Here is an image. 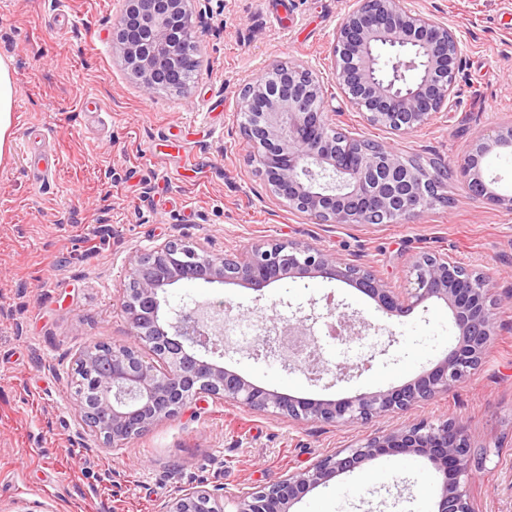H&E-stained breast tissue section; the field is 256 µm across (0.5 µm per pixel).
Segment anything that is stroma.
Listing matches in <instances>:
<instances>
[{"label": "stroma", "mask_w": 512, "mask_h": 512, "mask_svg": "<svg viewBox=\"0 0 512 512\" xmlns=\"http://www.w3.org/2000/svg\"><path fill=\"white\" fill-rule=\"evenodd\" d=\"M76 28L52 26V0H0V56L15 82L11 136L0 150V512H159L182 489L205 487L232 512L236 496L285 472L397 427L449 417L467 422L483 468L470 490L479 512H512V306L482 363L459 386L402 413L368 422L295 421L211 397L190 400L123 447H85L72 410V360L88 344L130 343L121 306L130 259L166 241L202 254H240L299 242L368 266L408 288L427 252L512 285V210L473 196L460 176L444 201L401 224H317L271 192L259 148L241 132V90L273 63L320 78L329 111L347 134L393 144L425 170L453 166L477 131L512 124V0H408L461 36L447 109L416 132L368 123L333 75L332 33L351 0H194L203 66L190 94L144 95L112 42L124 0H64ZM96 94L101 118L81 109ZM51 132L60 162L45 189L31 188L20 141ZM170 305L230 302L259 318L295 309L325 313L328 299L371 324L364 343L335 344L342 380L284 369L272 359L226 353L224 367L298 397L339 399L400 386L456 342L448 307L430 300L405 317L339 281L277 282L264 296L237 283L168 286ZM382 353L362 367L371 347ZM381 456L310 491L292 512H437L429 462L395 469Z\"/></svg>", "instance_id": "1"}]
</instances>
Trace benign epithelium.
Returning <instances> with one entry per match:
<instances>
[{
  "instance_id": "benign-epithelium-1",
  "label": "benign epithelium",
  "mask_w": 512,
  "mask_h": 512,
  "mask_svg": "<svg viewBox=\"0 0 512 512\" xmlns=\"http://www.w3.org/2000/svg\"><path fill=\"white\" fill-rule=\"evenodd\" d=\"M192 0H125L113 28V44L141 91L187 92L181 59L198 56ZM333 74L352 108L370 123L391 121L400 134L417 131L447 105L461 56L460 38L430 14L406 6V0H353L333 33ZM246 135L261 146L259 163L275 196L317 224H366L376 214L403 221L424 208L421 187L439 179L404 159L389 143L373 145L349 136L336 142L333 113L327 111L323 85L302 65L275 63L246 86L239 100ZM512 149V125L493 134L479 133L457 161L469 191L512 210V195L499 194L484 177L481 160L498 149ZM413 287L401 293L367 267L322 249L299 243L258 246L236 256H199L173 241L131 262L122 309L133 336L150 345L154 358L137 347L102 349L92 343L75 358L79 381L74 413L87 434L108 447H121L158 422L177 416L196 396L270 409L296 420L344 423L368 421L410 410L436 393L461 384L477 368L496 333V310L512 301L488 276L465 278L448 259L420 255L413 264ZM322 277L354 286L379 308L398 317L426 300L444 302L458 330L457 342L431 369L401 386L358 393L336 400L297 399L244 379L214 360L217 326L204 324L188 305L173 308L160 298L180 281L241 283L258 295L288 277ZM326 318L342 329L340 342H360L370 324L330 306L285 318L278 312L261 325L279 328L307 346L315 343L314 325ZM270 356L313 380L330 372L318 358L308 363L299 351L267 345ZM159 359L160 368L154 363ZM416 456L430 462L440 478L437 512H476L468 484L472 480L468 426L455 418L439 425L424 422L369 436L328 454L314 464L286 472L257 491L233 500L235 512H290L311 490L380 456ZM159 512H224L212 494L191 487L163 504Z\"/></svg>"
}]
</instances>
